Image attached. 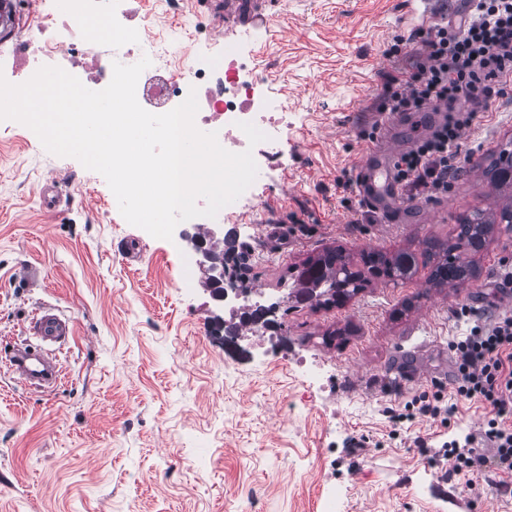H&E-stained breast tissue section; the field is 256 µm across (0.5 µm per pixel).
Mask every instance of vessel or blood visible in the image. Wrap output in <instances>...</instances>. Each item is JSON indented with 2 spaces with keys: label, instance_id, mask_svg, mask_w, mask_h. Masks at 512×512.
<instances>
[{
  "label": "vessel or blood",
  "instance_id": "b4317fda",
  "mask_svg": "<svg viewBox=\"0 0 512 512\" xmlns=\"http://www.w3.org/2000/svg\"><path fill=\"white\" fill-rule=\"evenodd\" d=\"M212 6L225 20L242 25L253 23L265 10L263 0H213ZM380 125L383 136L366 150L356 188L365 202L385 212L404 205V189L394 174V160L402 148V121L398 115L386 113L382 115ZM31 330L34 336L52 342L65 340L73 333L68 322L49 309L42 310L32 319ZM12 371L25 387L37 390L52 389L58 381L48 355L38 348L15 353Z\"/></svg>",
  "mask_w": 512,
  "mask_h": 512
}]
</instances>
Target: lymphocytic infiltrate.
<instances>
[{"instance_id":"lymphocytic-infiltrate-1","label":"lymphocytic infiltrate","mask_w":512,"mask_h":512,"mask_svg":"<svg viewBox=\"0 0 512 512\" xmlns=\"http://www.w3.org/2000/svg\"><path fill=\"white\" fill-rule=\"evenodd\" d=\"M469 9L461 26L441 22L421 36V49L399 75L390 77L381 111L420 112L436 101L460 104L464 112L453 123L438 127L414 147L400 153L394 167L410 195L434 196L448 191L458 170L457 143L475 113L491 95L512 89V0H465ZM455 354L452 389L434 383L404 409L450 425L456 399L475 401L486 412L480 435L452 442L444 456L448 474L474 485L487 466L512 476V314L495 315L488 324L451 344Z\"/></svg>"}]
</instances>
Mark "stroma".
I'll list each match as a JSON object with an SVG mask.
<instances>
[{"mask_svg":"<svg viewBox=\"0 0 512 512\" xmlns=\"http://www.w3.org/2000/svg\"><path fill=\"white\" fill-rule=\"evenodd\" d=\"M183 25H164L148 0L142 35L177 41L183 65L228 40L203 0H181ZM424 4L408 0H272L245 51L262 90L288 110L275 180L225 222L218 250L246 288L276 309L264 346L226 347L187 235L152 237L120 214L106 180L77 159L47 152L37 135L0 121V350L30 339L44 307L70 321L49 393L0 364V512H512L495 469L473 487L442 476V445L478 431L484 410L459 401L450 426L393 423L433 382L451 384V341L502 312L512 230L494 225L458 288L431 284L426 241H448L461 216L512 203L483 169L512 150V100L492 95L460 139L463 175L447 193L413 200L415 221L355 219L348 202L371 146L373 116L399 60L420 46ZM57 176L60 203L39 189ZM342 249L365 286L344 304L288 301L291 273ZM403 251L413 275L373 276L368 252ZM468 306L469 316L455 311ZM425 451H418L417 442Z\"/></svg>","mask_w":512,"mask_h":512,"instance_id":"obj_1","label":"stroma"}]
</instances>
